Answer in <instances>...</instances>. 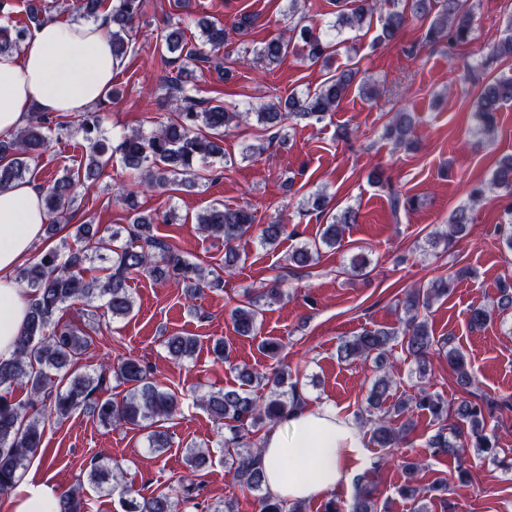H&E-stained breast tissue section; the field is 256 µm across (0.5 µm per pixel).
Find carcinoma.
Segmentation results:
<instances>
[{"instance_id": "1", "label": "carcinoma", "mask_w": 512, "mask_h": 512, "mask_svg": "<svg viewBox=\"0 0 512 512\" xmlns=\"http://www.w3.org/2000/svg\"><path fill=\"white\" fill-rule=\"evenodd\" d=\"M336 20L332 28L337 31L360 28L371 21L380 8V0H331ZM104 0H73L72 9L84 19H95L103 8ZM145 0H112L108 15L112 24V56L121 61L135 52L133 32L143 16ZM27 23L20 28L0 24V53L16 50L30 34L31 27L51 18V7L31 0L26 6ZM428 22L422 43L445 46L448 57L471 39L475 13L470 0H404L402 9L388 12L382 19L381 32L375 37L373 48L393 42L410 19ZM258 16L240 13L231 25L205 24L201 28L203 43L215 52L228 43L229 30L246 35L254 27ZM511 34L502 39L488 54L477 61L472 71H485L502 56H512V16L508 19ZM290 37L272 39L256 51L259 60L274 65L287 55L295 40L301 42L304 58L312 65L326 70L325 79L314 89L303 94H289L284 99L260 106L256 112H232L222 103L203 101L190 93L189 71L185 62L202 59L203 53L193 40L187 38L180 27L162 36L168 56L163 62L173 67L164 84L165 101L172 117L162 123L151 135L134 132L115 144L102 135L100 120L94 112L77 115L75 125L88 143L89 153L83 171L65 174L44 188V201L49 218L46 233L59 231L69 222V214L85 185L96 179L105 156H119L125 168L135 170L142 187L136 189L125 184L118 186V194L131 214L127 238L121 232L105 236L92 224H78L72 234L74 245L62 242L41 254L35 262L17 270L16 279L30 296L31 310L26 328L17 342L14 356L0 361V495L11 490L17 473L24 469L42 451L45 419L51 415L66 418L78 409L94 414L104 426L126 424L142 425L149 429L148 447L162 454L169 447L168 434L158 423L172 417L180 409V399L172 390H163L153 376L152 368L140 358H122L116 363L104 364L95 375L78 371L75 363L86 350L90 336L86 332L60 323L58 314L75 300L103 301L112 318H124L133 311L134 300L127 289L128 276L146 273L155 280L173 279L181 284L185 293L194 296L206 288L222 284V275L189 262L171 245L156 236L154 224L158 215L141 210L140 194L156 186L192 188L200 174L198 163L209 157L224 156V130L233 123L255 115L262 128L282 129L292 120L315 119L321 121L337 110L352 86L366 96L375 92L370 78L359 76L353 66L333 68L332 58L336 44L324 33L322 22L301 17L288 28ZM512 102V76L501 75L482 83L473 116L472 133L486 143L494 140L497 112ZM70 123L56 117L35 112L28 125L8 141L0 140V188L24 178L29 163L45 152L53 137H61L71 130ZM415 122L411 113L397 112L385 127L384 135L398 146L409 147L414 142ZM498 190L512 198V156L503 158L489 179L475 184L465 203L457 206L448 219L447 230L432 233L428 245L435 249L447 247L466 236L468 226L474 223L476 207L486 195ZM311 208L326 217L320 239L295 248L288 255L289 264L297 268L312 266L319 255L320 246L334 249L340 245L345 227L356 222L357 213L351 207L333 212L325 190L313 193L307 199ZM505 222L498 225L499 240L512 251V204L505 207ZM197 223L208 236L224 244V271L233 272L242 261L238 241L252 233L256 214L249 208H229L221 203L211 205L200 213ZM286 233V225L271 222L259 231L260 243L275 244ZM112 253L110 272L103 279L88 280L83 276L84 264L104 258ZM452 280L441 279L425 288L410 290L403 302L404 317L401 326L366 330L358 336L345 338L338 345V356L343 361L374 360L381 371L368 391L367 417L371 440L383 453L370 462V470L385 466L393 450L415 429V416L429 413L436 431L427 440L432 453L443 457H457L465 447L482 453L495 448L493 433L487 431V411L483 403L463 399L450 402L438 394L421 388L411 400H397L387 404L392 388V375L387 371L388 354L395 342L402 341L407 357L415 361L419 378L429 371L430 356L435 347L446 351L448 365L463 387H470L473 378L467 370L460 350L451 345V339H436L426 314L434 302L448 294ZM278 283L270 287L249 288L244 299L230 311L235 332L242 337L256 335L259 318L264 307L282 299ZM512 310V284L500 288V297L493 306H479L471 310L470 323L481 326ZM198 340L194 336L173 334L163 341L167 356L182 362L196 352ZM128 385L121 401L104 396L110 378ZM239 388L212 392L196 399L201 408L224 425V464L228 465L238 481L247 489L261 493V512H303L302 502L286 503L263 492V472L260 467L261 449L252 446L250 435L266 425L281 422L296 407L305 403L299 393L298 380L287 368L277 366L268 372H255L250 368L238 370ZM24 384L28 398L17 400L13 387ZM268 389L264 403L253 396L255 389ZM209 462V454L192 448L186 456L189 473L182 476L183 503L195 499L200 485L198 473ZM422 464L404 462L407 482L400 493L405 498L423 501L447 493L448 482L440 480L428 487L413 484L415 473ZM116 467L93 464L87 480L101 491L112 486ZM364 477L355 480L357 491L350 502L331 498L323 512H381L372 490L363 486ZM88 503L80 489L62 492L59 512H87ZM130 512H179L178 503L160 494L140 502L129 503Z\"/></svg>"}]
</instances>
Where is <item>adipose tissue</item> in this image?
Here are the masks:
<instances>
[{
	"mask_svg": "<svg viewBox=\"0 0 512 512\" xmlns=\"http://www.w3.org/2000/svg\"><path fill=\"white\" fill-rule=\"evenodd\" d=\"M119 61L112 58L108 19L48 20L18 52L0 54V138H10L35 112L87 111L109 92ZM44 193L22 179L0 189V360L13 357L30 311L15 278L44 234ZM267 492L286 502L308 500L339 488L361 454L362 435L329 404L292 411L261 441ZM41 458L18 474L0 512H58L60 487Z\"/></svg>",
	"mask_w": 512,
	"mask_h": 512,
	"instance_id": "adipose-tissue-1",
	"label": "adipose tissue"
}]
</instances>
